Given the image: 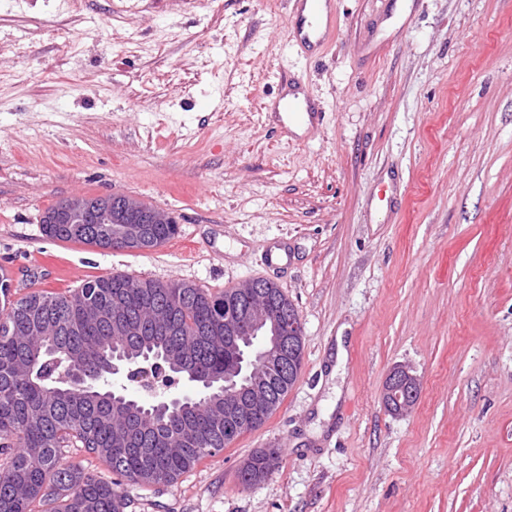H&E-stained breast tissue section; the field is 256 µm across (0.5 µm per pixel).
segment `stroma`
<instances>
[{"label":"stroma","mask_w":512,"mask_h":512,"mask_svg":"<svg viewBox=\"0 0 512 512\" xmlns=\"http://www.w3.org/2000/svg\"><path fill=\"white\" fill-rule=\"evenodd\" d=\"M0 0V264L12 293L122 272L275 283L305 327L271 418L124 512H512V0ZM314 101L304 134L272 104ZM170 213L150 251L51 239L74 195ZM288 242L284 268L267 248ZM346 357L337 360L336 346ZM421 378L387 412L391 368ZM281 450L261 483L256 449ZM323 1L327 9L325 22L314 25L308 17L303 15V12L307 4L313 12L317 11ZM294 6H296L295 9ZM331 9V0H294L290 24L292 37L300 50L310 52L325 45L328 35L335 29L336 24L335 15ZM421 379L409 366L395 365L387 375L382 392V404L391 414L409 413L417 403ZM279 448H261L256 450L247 461L246 466L239 470V477L245 485L260 483L279 463ZM243 462L241 468L245 465Z\"/></svg>","instance_id":"stroma-1"}]
</instances>
